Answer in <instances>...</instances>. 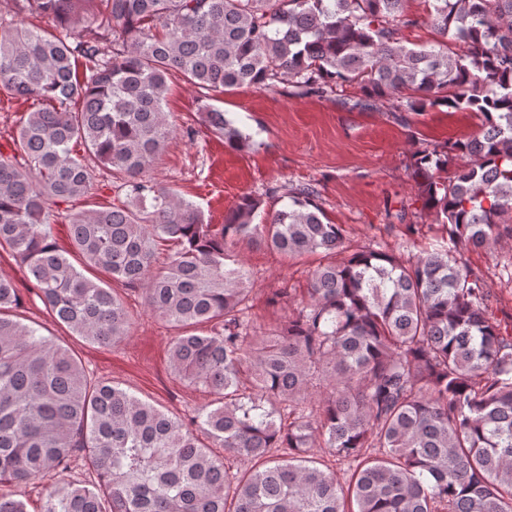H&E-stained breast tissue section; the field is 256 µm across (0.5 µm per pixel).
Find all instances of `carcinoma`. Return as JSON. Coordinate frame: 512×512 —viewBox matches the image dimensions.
Listing matches in <instances>:
<instances>
[{
    "label": "carcinoma",
    "instance_id": "obj_1",
    "mask_svg": "<svg viewBox=\"0 0 512 512\" xmlns=\"http://www.w3.org/2000/svg\"><path fill=\"white\" fill-rule=\"evenodd\" d=\"M0 1V91L45 103L21 122L16 154H0V248L58 323L121 342L123 300L70 262L47 223L51 206L89 193L94 157L121 184L115 201L69 215L71 245L85 267L142 290L176 331L173 373L213 396L185 422L90 375L21 321L0 275V512H28L12 487L44 476L56 483L37 512H512V336L463 258L512 224V0H425L424 18L407 0ZM87 13L73 42L25 25ZM422 23L439 39L407 46L403 31ZM174 76L205 97L355 85L404 123L437 106L474 113L477 134L415 158L420 212L448 237L406 260L367 248L320 265L288 320L254 326L248 273L228 265L235 246L330 255L342 226L312 184L279 209L245 195L208 224L154 182L175 132L163 108ZM202 123L235 150L256 146L218 107ZM166 242L176 250L156 272ZM316 448L352 463L345 481ZM77 457L93 480L65 477ZM228 457L247 467L231 472Z\"/></svg>",
    "mask_w": 512,
    "mask_h": 512
}]
</instances>
